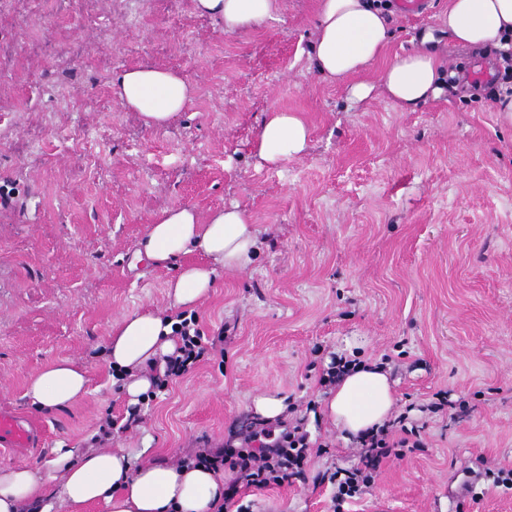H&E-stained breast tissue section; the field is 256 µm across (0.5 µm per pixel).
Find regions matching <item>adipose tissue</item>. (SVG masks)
<instances>
[{
  "instance_id": "obj_1",
  "label": "adipose tissue",
  "mask_w": 512,
  "mask_h": 512,
  "mask_svg": "<svg viewBox=\"0 0 512 512\" xmlns=\"http://www.w3.org/2000/svg\"><path fill=\"white\" fill-rule=\"evenodd\" d=\"M193 6L223 19L230 33L275 19L280 12V0H193ZM441 33L473 49L500 44L504 35H512V0H448L439 33L424 37L427 49L396 56L373 82L363 75L389 41L383 12L371 0H319L313 57L320 74L343 84L351 101H366L379 90L401 109L412 111L442 92L435 49ZM112 90L127 111L154 128L166 126L195 94L180 74L152 63L119 73ZM309 136L298 113L275 109L267 112L255 149L262 161L276 166L302 156ZM258 247L259 230L245 210L224 207L203 217L186 205L162 211L148 226L136 258L155 266L178 264L168 296L173 307L187 309L209 295L218 271L246 269ZM194 252L204 254L207 264H183V257ZM172 325L163 316L136 311L108 336V360L122 376L121 389L129 403H138L151 389L149 365L173 353ZM87 387L86 373L61 360L31 379L27 396L38 409L51 411L75 403ZM393 404L388 374L363 364L337 385L325 401V411L350 439L382 425ZM51 464L62 474L61 498L72 506L100 504L105 512H217L224 501L223 473L202 468L158 463L135 467L123 452L95 448L59 450ZM50 496L40 470L0 468V512H25L32 501L43 503Z\"/></svg>"
}]
</instances>
